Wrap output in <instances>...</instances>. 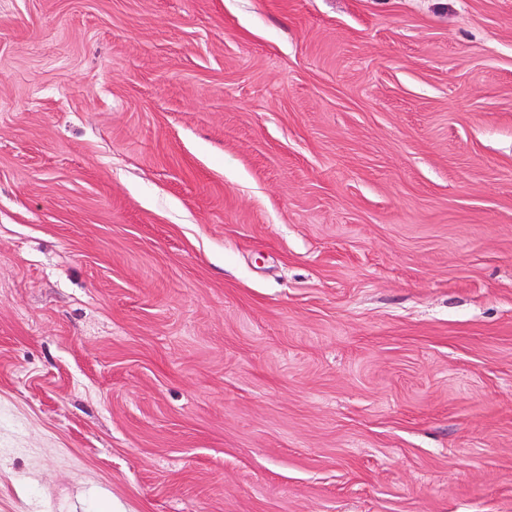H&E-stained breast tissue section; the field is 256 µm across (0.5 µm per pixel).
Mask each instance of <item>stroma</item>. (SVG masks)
Here are the masks:
<instances>
[{
  "label": "stroma",
  "instance_id": "obj_1",
  "mask_svg": "<svg viewBox=\"0 0 512 512\" xmlns=\"http://www.w3.org/2000/svg\"><path fill=\"white\" fill-rule=\"evenodd\" d=\"M512 512V0H0V512Z\"/></svg>",
  "mask_w": 512,
  "mask_h": 512
}]
</instances>
